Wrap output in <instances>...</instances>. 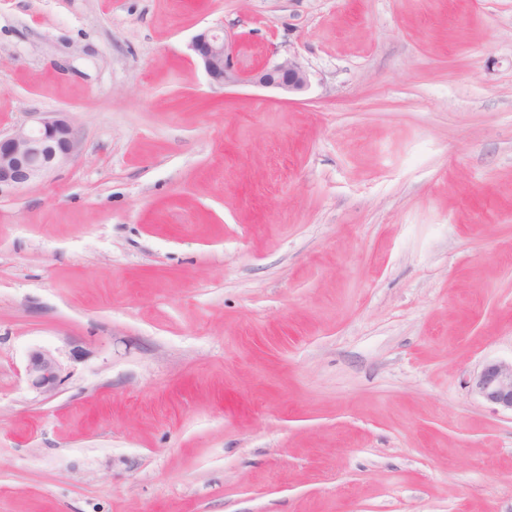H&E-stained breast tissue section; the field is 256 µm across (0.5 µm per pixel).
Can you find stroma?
<instances>
[{
  "label": "stroma",
  "instance_id": "1",
  "mask_svg": "<svg viewBox=\"0 0 512 512\" xmlns=\"http://www.w3.org/2000/svg\"><path fill=\"white\" fill-rule=\"evenodd\" d=\"M297 55L290 97L210 84ZM0 512H512V0H0ZM67 367L54 394L28 354ZM191 49L199 57L210 82L219 87L250 83L294 96L305 92L310 85L308 70L293 55L250 71H242L234 61L233 43L223 30L196 35ZM36 115L33 124L0 132V191L28 187L74 158L77 130L68 113ZM66 367L51 350L38 348L30 352L25 366L26 380L36 392L49 395L54 393L64 379ZM472 390L485 402L512 412V361H489L473 378Z\"/></svg>",
  "mask_w": 512,
  "mask_h": 512
}]
</instances>
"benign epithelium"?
Instances as JSON below:
<instances>
[{"instance_id":"obj_1","label":"benign epithelium","mask_w":512,"mask_h":512,"mask_svg":"<svg viewBox=\"0 0 512 512\" xmlns=\"http://www.w3.org/2000/svg\"><path fill=\"white\" fill-rule=\"evenodd\" d=\"M191 49L210 82L219 87L250 83L294 96L310 85L308 70L293 55L250 71L241 70L234 61L233 43L222 30L196 35ZM76 145L77 130L66 112H42L30 125L22 124L11 133L0 132V191L23 189L65 166L74 158ZM65 371L53 351L38 348L28 356L25 377L30 388L49 395L58 389ZM472 390L483 401L512 412V362L485 363L473 378Z\"/></svg>"}]
</instances>
